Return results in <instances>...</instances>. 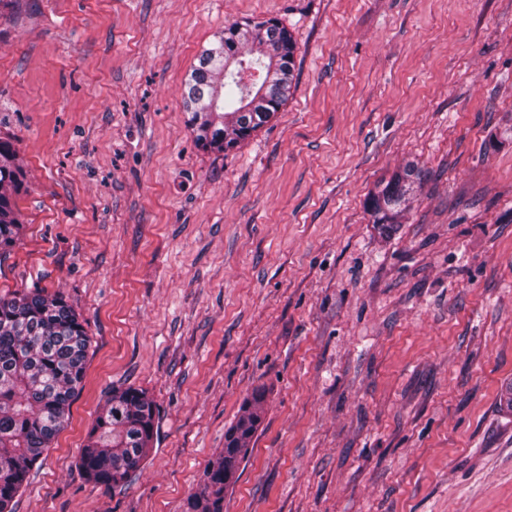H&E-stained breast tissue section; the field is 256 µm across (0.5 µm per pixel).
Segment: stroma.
Listing matches in <instances>:
<instances>
[{
	"label": "stroma",
	"instance_id": "stroma-1",
	"mask_svg": "<svg viewBox=\"0 0 512 512\" xmlns=\"http://www.w3.org/2000/svg\"><path fill=\"white\" fill-rule=\"evenodd\" d=\"M276 18L287 103L228 152L182 89L225 23ZM512 0H19L0 139L26 171L0 297L91 337L15 512H185L245 398L224 512H512ZM424 170L381 234L369 194ZM159 408L140 470L78 465L114 388Z\"/></svg>",
	"mask_w": 512,
	"mask_h": 512
}]
</instances>
